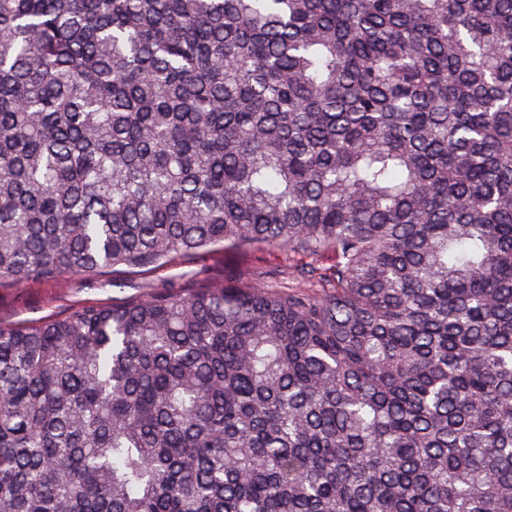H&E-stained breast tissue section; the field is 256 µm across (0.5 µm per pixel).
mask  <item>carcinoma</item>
Segmentation results:
<instances>
[{
	"label": "carcinoma",
	"mask_w": 512,
	"mask_h": 512,
	"mask_svg": "<svg viewBox=\"0 0 512 512\" xmlns=\"http://www.w3.org/2000/svg\"><path fill=\"white\" fill-rule=\"evenodd\" d=\"M223 244L0 323V512H512V0H0V282ZM288 254L273 248L217 246L203 255H174L149 269L109 268L96 278L62 274L33 278L23 286L0 283V322L31 323L67 316L87 306L165 291L186 293L207 282L224 279V268L243 270L269 285L288 286Z\"/></svg>",
	"instance_id": "cac0c4a2"
}]
</instances>
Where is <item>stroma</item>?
<instances>
[{
	"mask_svg": "<svg viewBox=\"0 0 512 512\" xmlns=\"http://www.w3.org/2000/svg\"><path fill=\"white\" fill-rule=\"evenodd\" d=\"M289 260L273 248L243 249L231 245L203 255H175L149 269L115 267L99 277L63 274L53 279L33 278L21 286L0 283V322L31 323L67 316L87 306L165 291L185 293L207 282L223 280L228 269L243 270L268 284L288 283Z\"/></svg>",
	"mask_w": 512,
	"mask_h": 512,
	"instance_id": "35a3bbf8",
	"label": "stroma"
}]
</instances>
